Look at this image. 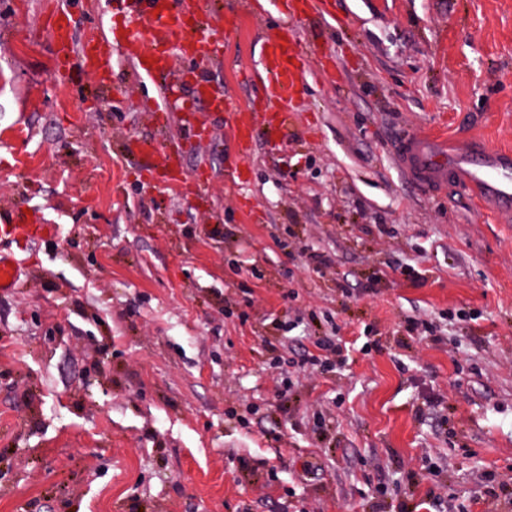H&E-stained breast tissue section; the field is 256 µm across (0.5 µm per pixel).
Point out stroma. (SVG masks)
<instances>
[{"instance_id":"1","label":"stroma","mask_w":512,"mask_h":512,"mask_svg":"<svg viewBox=\"0 0 512 512\" xmlns=\"http://www.w3.org/2000/svg\"><path fill=\"white\" fill-rule=\"evenodd\" d=\"M244 2L213 6L228 107L170 182L125 151L158 135L155 81L116 55L117 88L77 60L57 87L45 0H0V220L58 229L12 245L0 292V512H414L432 493L491 512L512 477V222L424 194L392 143L512 149V0H328L341 29L297 24L300 119L256 125L247 154L235 128L264 93L241 73L278 13ZM414 314L442 342L406 338ZM333 330L383 348L280 385L274 356Z\"/></svg>"}]
</instances>
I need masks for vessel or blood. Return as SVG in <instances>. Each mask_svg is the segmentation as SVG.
<instances>
[{
	"label": "vessel or blood",
	"mask_w": 512,
	"mask_h": 512,
	"mask_svg": "<svg viewBox=\"0 0 512 512\" xmlns=\"http://www.w3.org/2000/svg\"><path fill=\"white\" fill-rule=\"evenodd\" d=\"M210 0H116L111 34L77 39L71 14L51 6L50 31L56 54L55 81L66 85L73 58L94 72L103 87L116 82L111 64L112 48L143 78L161 77L165 89L150 109L152 124L166 128L169 117L184 115V135L191 140L210 136L209 116L228 106L223 88L211 84L203 64L216 62V47L204 30ZM190 60V67L176 69V59ZM309 61L299 60L296 39L289 27H281L265 43L260 74L265 95L275 108L277 120L270 134L284 136L288 123L297 119L296 93ZM400 170L425 193L435 194L448 186L470 188L501 212L512 214V152L494 151L477 143L460 152L448 149L445 140L420 133L401 138L395 146ZM51 224L34 223L32 216L17 210L11 221L0 224V290L15 287L19 269L13 266L10 243L45 240L54 236Z\"/></svg>",
	"instance_id": "vessel-or-blood-1"
}]
</instances>
